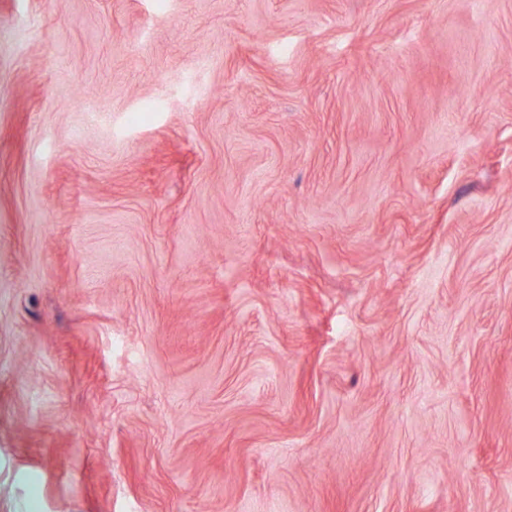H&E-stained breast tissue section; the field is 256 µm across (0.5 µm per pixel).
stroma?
Here are the masks:
<instances>
[{"instance_id": "obj_1", "label": "stroma", "mask_w": 512, "mask_h": 512, "mask_svg": "<svg viewBox=\"0 0 512 512\" xmlns=\"http://www.w3.org/2000/svg\"><path fill=\"white\" fill-rule=\"evenodd\" d=\"M0 512H512V0H0Z\"/></svg>"}]
</instances>
